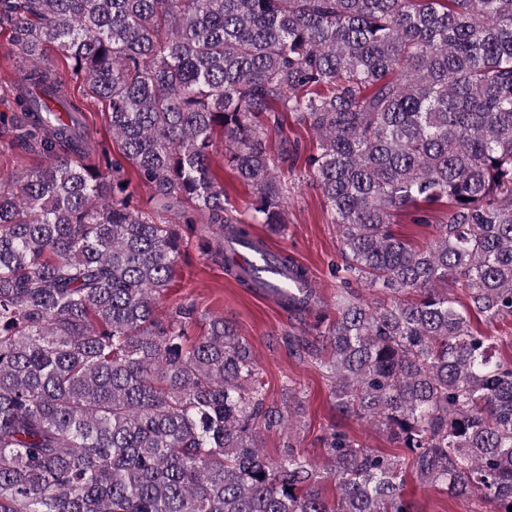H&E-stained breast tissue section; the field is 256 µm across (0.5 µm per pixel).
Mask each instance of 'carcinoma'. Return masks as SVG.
<instances>
[{"mask_svg":"<svg viewBox=\"0 0 512 512\" xmlns=\"http://www.w3.org/2000/svg\"><path fill=\"white\" fill-rule=\"evenodd\" d=\"M1 28L29 62L12 131L46 164L0 176V512H415L400 460L340 427L322 465L267 460L258 434L290 419L249 342L217 315L191 339L192 304L156 310L183 228L219 225L206 251L225 258L288 224L275 172L299 145L268 149L287 116L315 135L346 272L388 296L342 288L318 315L305 350L328 353L336 409L383 427L420 482L509 512L512 361L470 315L512 318V0H0ZM50 44L108 105L122 159L85 162ZM218 135L249 221L224 206ZM126 163L179 224L141 207ZM437 204L426 247L393 232ZM271 292L298 314L316 300Z\"/></svg>","mask_w":512,"mask_h":512,"instance_id":"obj_1","label":"carcinoma"}]
</instances>
